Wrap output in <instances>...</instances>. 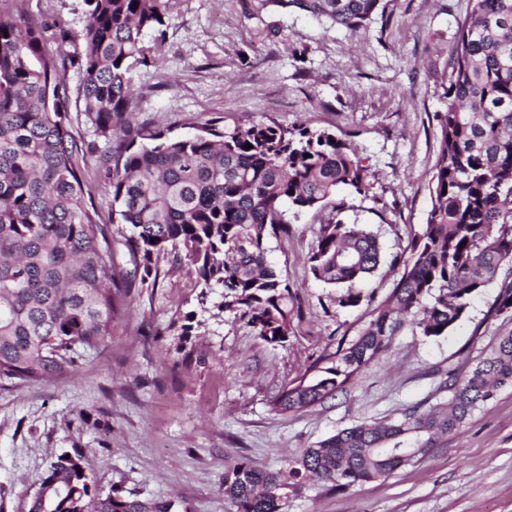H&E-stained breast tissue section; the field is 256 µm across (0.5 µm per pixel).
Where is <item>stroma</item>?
I'll return each instance as SVG.
<instances>
[{
    "label": "stroma",
    "mask_w": 512,
    "mask_h": 512,
    "mask_svg": "<svg viewBox=\"0 0 512 512\" xmlns=\"http://www.w3.org/2000/svg\"><path fill=\"white\" fill-rule=\"evenodd\" d=\"M384 14L351 33L284 0H168L163 33L147 32L159 54L132 70L136 123L176 135L216 124L252 121L326 130L351 142L370 190L338 191L321 211L300 214L271 238L267 260L287 278L300 314L286 344L271 346L234 314L198 298L193 267L165 256L155 286L132 272L126 225L116 223L104 160L109 147L83 116L71 131L84 192L108 227L112 260L128 273L126 314L112 337L83 354L75 373L50 380L0 381V512H28L51 458L81 450L98 490L174 498L189 512H234L224 495V467L246 456L283 469L336 430L395 418L412 405L447 402L439 371L467 374L497 336L512 331V313L492 306L512 268L480 288L448 335L424 338L402 329L390 347L336 399L278 414L270 400L314 365L326 366L340 338H355L374 302L390 294L431 207L439 148L435 112L440 82L456 49L469 0H383ZM46 25L44 50L64 66L69 90L80 76L72 58L83 0H19ZM361 224L374 231L383 259L368 288L374 300L344 309L336 291L313 278L307 258L322 224ZM194 313L181 341L171 322ZM192 348V358L176 350ZM288 512H512V388L495 397L440 448L389 477L344 492L309 481L288 499Z\"/></svg>",
    "instance_id": "obj_1"
}]
</instances>
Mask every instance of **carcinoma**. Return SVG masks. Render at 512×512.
I'll return each mask as SVG.
<instances>
[{
    "label": "carcinoma",
    "mask_w": 512,
    "mask_h": 512,
    "mask_svg": "<svg viewBox=\"0 0 512 512\" xmlns=\"http://www.w3.org/2000/svg\"><path fill=\"white\" fill-rule=\"evenodd\" d=\"M17 2L0 0V380L77 371L81 352L112 338V322L126 307L107 230L85 201L82 147L71 133L75 100L97 137L120 138L106 161L141 283L157 280L156 261L172 254L202 280L200 304L218 288V309L270 345L288 342L292 289L267 263L268 241L285 230L288 215L322 207L336 189L368 191L355 149L331 132L275 122L231 130L208 124L189 136L134 128L127 120L131 70L150 63L144 34L164 25L167 0H84L86 51L71 61L81 73L75 99L56 60L42 54L45 24ZM289 3L356 34L381 0ZM470 3L440 84L444 110L434 115L439 150L425 228L358 337L339 340L317 378L280 387L276 412L335 398L406 324L418 336L447 335L470 297L512 263V0ZM380 258L376 234L338 220L322 225L307 262L316 280L336 289L337 305L352 308L367 298L363 285ZM494 309L512 311V282L502 285ZM507 387L511 332L467 375L447 373L448 403L339 429L289 462L286 479L241 457L225 468L224 496L235 512H287L288 489L310 479L336 490L387 477L426 456ZM34 485L29 512H181L175 499L116 488L101 494L76 451L59 454Z\"/></svg>",
    "instance_id": "1"
}]
</instances>
